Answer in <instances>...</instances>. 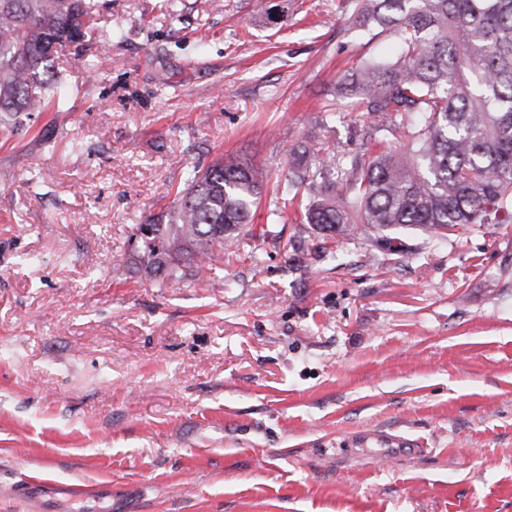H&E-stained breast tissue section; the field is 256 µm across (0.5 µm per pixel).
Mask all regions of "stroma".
<instances>
[{
  "label": "stroma",
  "instance_id": "stroma-1",
  "mask_svg": "<svg viewBox=\"0 0 512 512\" xmlns=\"http://www.w3.org/2000/svg\"><path fill=\"white\" fill-rule=\"evenodd\" d=\"M122 27L61 105L0 133V488L112 484V512H512V223L432 246L340 239L344 265L270 222L290 150L359 153L370 123L338 79L392 58L353 0H98ZM336 115L325 123V113ZM253 164L264 191L224 281L159 285L132 225L188 167ZM417 440L351 456L358 434ZM359 444L360 454L374 460H398L415 452L410 440L385 431L365 435Z\"/></svg>",
  "mask_w": 512,
  "mask_h": 512
}]
</instances>
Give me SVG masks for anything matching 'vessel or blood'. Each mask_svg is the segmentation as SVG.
Wrapping results in <instances>:
<instances>
[{"mask_svg": "<svg viewBox=\"0 0 512 512\" xmlns=\"http://www.w3.org/2000/svg\"><path fill=\"white\" fill-rule=\"evenodd\" d=\"M363 456L374 460H398L413 454L407 438L385 431L363 436L359 441ZM10 496L19 499L26 512H112V486L59 483L51 480H30L10 486Z\"/></svg>", "mask_w": 512, "mask_h": 512, "instance_id": "obj_1", "label": "vessel or blood"}]
</instances>
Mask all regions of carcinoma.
<instances>
[{
	"instance_id": "cac0c4a2",
	"label": "carcinoma",
	"mask_w": 512,
	"mask_h": 512,
	"mask_svg": "<svg viewBox=\"0 0 512 512\" xmlns=\"http://www.w3.org/2000/svg\"><path fill=\"white\" fill-rule=\"evenodd\" d=\"M353 23L389 32L402 46L395 62L359 59L342 80L378 122L372 156L294 154L268 217L305 201L303 231L323 243L338 237L391 242L388 232L421 229L440 244L444 231L496 224L512 214V0H356ZM96 0H0V126L64 98L57 49L71 45L96 72L108 58L92 49L123 39L110 26L93 40ZM408 129L401 148L387 136ZM262 172L219 159L186 172L172 209L143 224L129 263L150 281L176 282L192 271L217 273L251 221Z\"/></svg>"
}]
</instances>
